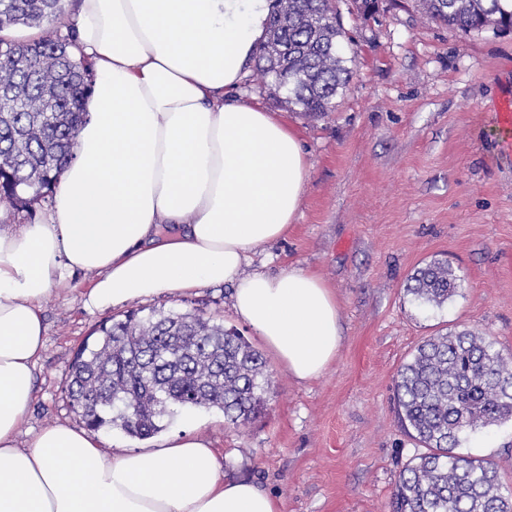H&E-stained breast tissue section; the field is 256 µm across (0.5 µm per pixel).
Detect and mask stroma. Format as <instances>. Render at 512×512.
<instances>
[{"label": "stroma", "instance_id": "35a3bbf8", "mask_svg": "<svg viewBox=\"0 0 512 512\" xmlns=\"http://www.w3.org/2000/svg\"><path fill=\"white\" fill-rule=\"evenodd\" d=\"M332 4L353 70L333 112L309 118L242 85L232 95L294 129L309 165L295 224L257 247L250 268L322 276L340 303L343 348L308 383L268 361L273 390L250 423L229 424L218 408H179L165 431L194 416L198 435L223 455L225 478L254 481L284 500V512H390L400 471L422 451L395 410L400 366L425 338L464 328L512 353V149L495 122L500 101L512 98V28L451 29L413 0H377L370 17L355 0ZM435 257L460 282L447 304L425 309L405 288ZM93 280L76 273L70 290L43 302L47 338L21 436L83 427L66 389L74 354L96 326L128 311H193L263 347L234 314L227 286L91 312L82 295ZM459 452L496 462L512 485L511 419L469 436Z\"/></svg>", "mask_w": 512, "mask_h": 512}]
</instances>
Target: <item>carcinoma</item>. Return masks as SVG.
Listing matches in <instances>:
<instances>
[{
	"label": "carcinoma",
	"mask_w": 512,
	"mask_h": 512,
	"mask_svg": "<svg viewBox=\"0 0 512 512\" xmlns=\"http://www.w3.org/2000/svg\"><path fill=\"white\" fill-rule=\"evenodd\" d=\"M418 3L453 29L512 28V0ZM65 14V0H0V31L40 29L27 40L0 36V88L11 95L0 107V205L14 211L50 197L74 156L91 78L70 38L54 34ZM344 36L331 0H275L257 55L258 88L308 116L332 111L352 76L341 55ZM458 281L448 261L434 259L408 278L406 292L439 308ZM96 333L68 375L70 402L92 430L148 438L175 406L218 407L240 426L272 389L259 351L198 314L131 313ZM395 402L405 432L425 452L403 467L391 512H512V488L500 482L498 465L455 452L466 435L512 418L511 354L468 329L431 336L398 370Z\"/></svg>",
	"instance_id": "cac0c4a2"
}]
</instances>
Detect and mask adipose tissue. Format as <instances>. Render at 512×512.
<instances>
[{
	"mask_svg": "<svg viewBox=\"0 0 512 512\" xmlns=\"http://www.w3.org/2000/svg\"><path fill=\"white\" fill-rule=\"evenodd\" d=\"M269 12V0H78L76 52L93 73L75 157L40 222L0 225V512H283L256 483L222 479L215 448L189 432L109 455L65 424L18 439L43 300L79 271L97 275L92 311L231 286L236 315L300 382L339 356V301L320 276L247 269L256 246L286 237L309 178L295 133L225 96Z\"/></svg>",
	"mask_w": 512,
	"mask_h": 512,
	"instance_id": "obj_1",
	"label": "adipose tissue"
}]
</instances>
